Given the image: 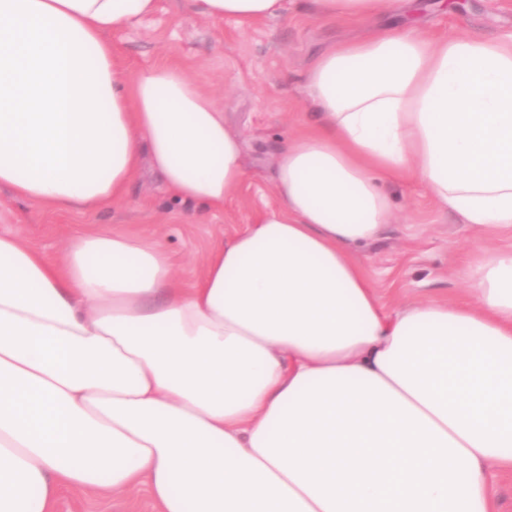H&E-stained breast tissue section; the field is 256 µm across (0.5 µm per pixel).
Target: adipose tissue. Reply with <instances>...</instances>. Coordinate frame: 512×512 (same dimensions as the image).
Returning a JSON list of instances; mask_svg holds the SVG:
<instances>
[{"label": "adipose tissue", "mask_w": 512, "mask_h": 512, "mask_svg": "<svg viewBox=\"0 0 512 512\" xmlns=\"http://www.w3.org/2000/svg\"><path fill=\"white\" fill-rule=\"evenodd\" d=\"M366 19L394 0H312ZM212 21L295 0H189ZM158 0H0V187L57 212L123 201L149 158L220 211L242 137L179 67L129 75L109 33ZM317 126L277 156L275 207L190 288L161 243L89 233L50 257L0 233V512L145 487L159 512H496L512 471V249L460 303L382 302L355 250L410 179L512 227V38L385 29L320 53ZM491 487L499 512H512V473L494 471Z\"/></svg>", "instance_id": "adipose-tissue-1"}]
</instances>
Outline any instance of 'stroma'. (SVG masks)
<instances>
[{
    "label": "stroma",
    "mask_w": 512,
    "mask_h": 512,
    "mask_svg": "<svg viewBox=\"0 0 512 512\" xmlns=\"http://www.w3.org/2000/svg\"><path fill=\"white\" fill-rule=\"evenodd\" d=\"M388 25L414 26L430 37L512 35V0H409L406 7L365 21L320 19L311 0H299L288 16L252 23H215L191 11L188 0H159L152 18L112 34V49L129 73L175 64L209 91L242 136L248 181L220 213L173 203L147 164L120 204L90 214L54 212L1 189L0 232L18 234L51 255L86 232L151 233L173 256L183 283L191 284L207 253L272 203L278 151L314 120L302 89L314 57L332 43ZM390 193L392 223L357 252L385 303L457 299L464 292L456 276L460 264L486 242L512 248V228H474L443 209L420 184L399 183ZM55 510L157 512V506L142 487L116 494L65 488Z\"/></svg>",
    "instance_id": "1"
}]
</instances>
